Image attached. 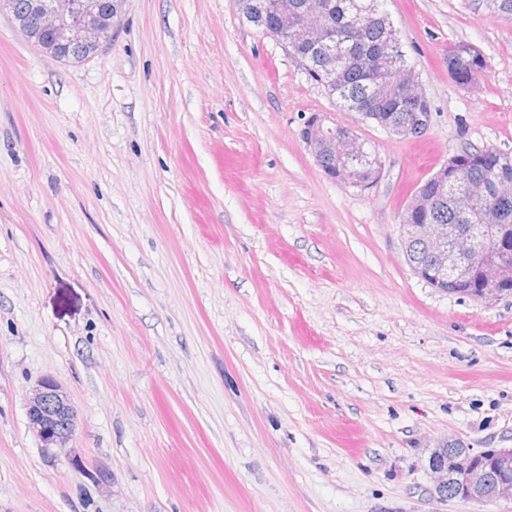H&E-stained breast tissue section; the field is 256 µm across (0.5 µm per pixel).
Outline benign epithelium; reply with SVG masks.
<instances>
[{
    "instance_id": "7a95c632",
    "label": "benign epithelium",
    "mask_w": 512,
    "mask_h": 512,
    "mask_svg": "<svg viewBox=\"0 0 512 512\" xmlns=\"http://www.w3.org/2000/svg\"><path fill=\"white\" fill-rule=\"evenodd\" d=\"M127 0H29L23 12L14 0H0V12L10 13L16 26L40 50L50 56H94L119 23ZM277 18L274 37L288 41V25L294 31L321 42L323 68L336 72L352 54L353 44L341 33L321 29L328 11L325 0H310L302 7L294 0H273ZM399 86L413 93L414 119L391 127L390 133L401 137L423 134L430 124V104L420 89L414 69L402 72ZM302 138L313 152L326 176L360 191L375 188L381 180L385 163L380 155H371L367 143L347 126L336 125L329 113L311 116ZM474 151L460 148L433 174L442 187L448 186V173L465 165H475ZM437 199L418 191L408 202L400 224L405 239V256L420 247L426 263H409L412 272L430 286L448 292L444 285L465 283L473 269H479L482 287L469 289L470 297L491 305L504 294L500 284L512 280V265L484 258L490 241L498 231L493 220L485 224H427L414 222L416 214H431ZM77 409L55 379L49 375L37 380L27 402L28 430L39 441L42 451L55 455L67 447L76 433ZM422 468L430 482V493L438 502L461 499L488 505L512 502V448H468L442 439L425 457Z\"/></svg>"
}]
</instances>
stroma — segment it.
Returning <instances> with one entry per match:
<instances>
[{"label": "stroma", "mask_w": 512, "mask_h": 512, "mask_svg": "<svg viewBox=\"0 0 512 512\" xmlns=\"http://www.w3.org/2000/svg\"><path fill=\"white\" fill-rule=\"evenodd\" d=\"M385 8L417 139L337 109L232 0H128L79 64L0 15V512H512L437 502L421 468L444 438L512 448V296L432 288L399 229L460 146L512 151V15ZM323 112L380 154L376 188L317 165ZM45 375L79 411L51 460L26 417ZM484 65L485 61L480 51L468 44H459L448 52V74L459 86H470L474 76Z\"/></svg>", "instance_id": "stroma-1"}]
</instances>
